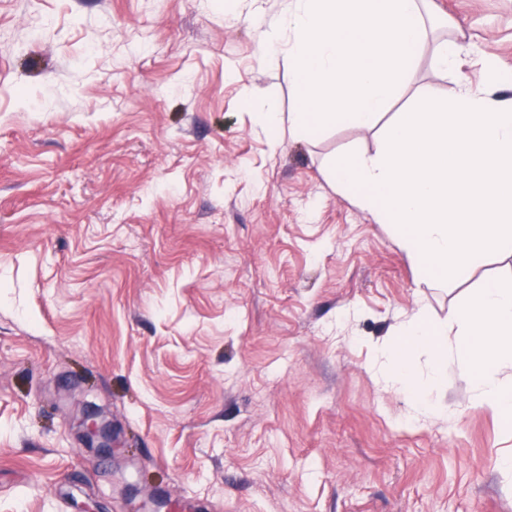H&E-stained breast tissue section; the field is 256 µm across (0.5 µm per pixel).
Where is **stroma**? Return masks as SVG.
Instances as JSON below:
<instances>
[{
	"label": "stroma",
	"mask_w": 512,
	"mask_h": 512,
	"mask_svg": "<svg viewBox=\"0 0 512 512\" xmlns=\"http://www.w3.org/2000/svg\"><path fill=\"white\" fill-rule=\"evenodd\" d=\"M512 68V0H434ZM293 0H0V512H512V430L469 404L408 418L368 367L407 313L451 320L487 279L440 287L327 163L374 152L416 95L443 100L433 43L375 125L272 142L296 109ZM112 422L88 451L84 400Z\"/></svg>",
	"instance_id": "1"
}]
</instances>
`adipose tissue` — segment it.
<instances>
[{
  "instance_id": "adipose-tissue-1",
  "label": "adipose tissue",
  "mask_w": 512,
  "mask_h": 512,
  "mask_svg": "<svg viewBox=\"0 0 512 512\" xmlns=\"http://www.w3.org/2000/svg\"><path fill=\"white\" fill-rule=\"evenodd\" d=\"M426 0H297L296 8L264 32L256 54L270 64L287 52L294 72L298 111L280 121L264 116L267 128L303 140L318 128L343 122L373 126L411 75L413 61L428 39ZM450 38L434 50L436 69L454 73L470 51L460 21L448 22ZM458 331L430 323L423 310L406 321L403 333L374 359V375L403 394L414 415L442 416L448 408L433 393L440 386L439 363L455 351L471 386L470 404L512 423V287L485 281L476 297L458 306ZM427 352L434 366L427 379L416 376L415 353Z\"/></svg>"
}]
</instances>
